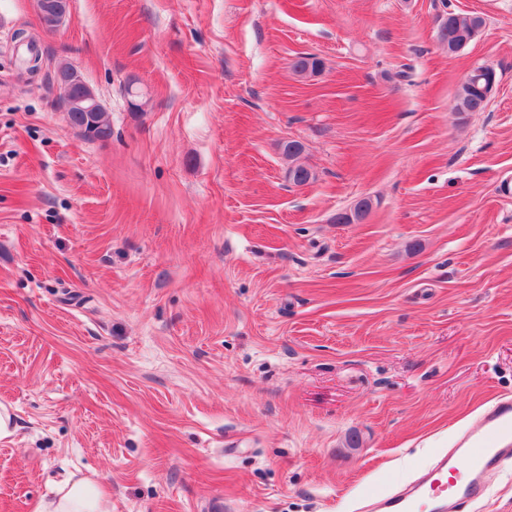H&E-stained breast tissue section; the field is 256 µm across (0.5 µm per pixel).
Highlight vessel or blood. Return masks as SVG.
<instances>
[{
  "label": "vessel or blood",
  "mask_w": 512,
  "mask_h": 512,
  "mask_svg": "<svg viewBox=\"0 0 512 512\" xmlns=\"http://www.w3.org/2000/svg\"><path fill=\"white\" fill-rule=\"evenodd\" d=\"M512 460V398L494 403L453 448L403 488L368 497L361 512H463L485 492V476Z\"/></svg>",
  "instance_id": "1"
}]
</instances>
